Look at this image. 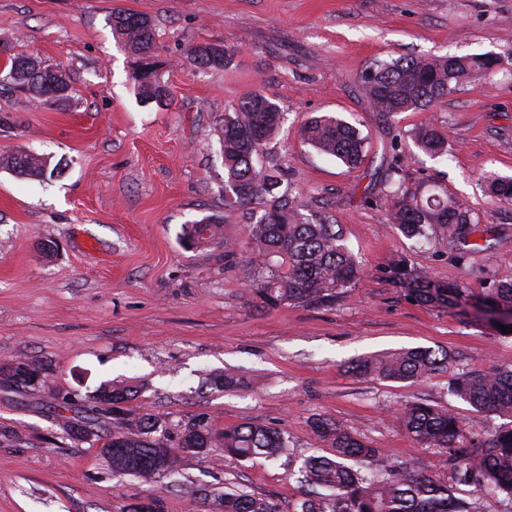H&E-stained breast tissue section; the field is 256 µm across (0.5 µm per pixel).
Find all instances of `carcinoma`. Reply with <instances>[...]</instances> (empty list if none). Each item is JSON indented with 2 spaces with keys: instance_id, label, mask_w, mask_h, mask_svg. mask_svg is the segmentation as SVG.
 <instances>
[{
  "instance_id": "cac0c4a2",
  "label": "carcinoma",
  "mask_w": 512,
  "mask_h": 512,
  "mask_svg": "<svg viewBox=\"0 0 512 512\" xmlns=\"http://www.w3.org/2000/svg\"><path fill=\"white\" fill-rule=\"evenodd\" d=\"M113 33L136 56L133 79L142 102L161 106L170 91L161 81L153 61L154 37L151 21L135 13L111 16ZM201 69L224 67V49L197 45L191 50ZM500 59L490 53L427 58L376 59L360 76L364 96L386 117L422 110L436 104L464 81L479 79L498 70ZM61 64H46L33 56L15 55L4 65L6 79L32 96L61 99L53 86ZM282 122L278 106L254 94L224 113L220 131V156L224 165V206L232 212L261 201L263 214L246 225L251 254L246 272L252 291L270 307L282 304L329 307L360 278L356 257L342 232L326 216L312 217L295 208L283 170L266 159L265 146ZM303 136L318 152L333 156L349 167L362 163L365 140L356 128L333 115H320L304 123ZM415 145L432 157L445 154L447 136L432 126L413 135ZM0 167L19 177L51 178L60 174L50 158L29 151L0 154ZM393 164L383 172L380 198L387 220L411 238L428 236L437 224L451 225L467 235L480 230L469 208L448 195L430 194L410 188L394 178ZM488 190L501 202H512V178L490 175ZM222 221L204 217L183 229V244L197 249L224 244V257L237 256L235 245L224 239ZM408 292L425 304L459 305L471 300L484 311L498 316V323L512 327V281H500L487 293L475 296L430 280L424 274L406 279ZM453 368L446 349L415 347L378 358L353 361L348 371L359 376L418 383ZM451 394L472 407L488 411L504 423L486 434H474L461 417L448 409L425 402L408 403L401 409L407 431L420 444L437 448L446 456L459 480L481 492L512 501V365L490 371H471L452 378ZM131 387L104 385L84 407L80 420L68 430L93 433L99 428V403L112 402L115 415H127L119 407L135 396ZM159 420L142 413L127 421L123 431L109 432L112 465L117 473L135 475L150 482L173 471L177 453L164 438H156ZM311 426L327 443L328 454L311 455L299 468L300 482L307 487L300 512H477L470 503L454 496L448 485L427 471H417L391 460L381 449L356 438L340 422L314 417ZM214 448L209 427L202 421L187 424L179 450L205 453ZM224 454L240 460L276 458L288 450V440L278 431L252 422L224 428ZM222 512H280L275 500L238 488L224 487Z\"/></svg>"
}]
</instances>
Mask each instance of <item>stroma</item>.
I'll list each match as a JSON object with an SVG mask.
<instances>
[{"mask_svg":"<svg viewBox=\"0 0 512 512\" xmlns=\"http://www.w3.org/2000/svg\"><path fill=\"white\" fill-rule=\"evenodd\" d=\"M117 11L151 20L167 106L141 103L134 56L112 34ZM196 45L223 47V68L197 69ZM487 52L501 59L499 73L425 111L382 118L358 88L378 58ZM21 53L62 64L72 88L60 100L35 98L0 80V153L36 151L63 167L47 180L0 169V365L42 370L26 387L0 381V512H136L154 499L162 512H218L228 486L295 512L302 460L328 452L309 425L317 415L452 483L400 407L443 406L476 432L497 418L452 397L449 374L410 384L357 376L346 364L444 347L458 372L512 365V337L476 308L417 304L394 274L401 264L473 292L512 280V204L483 182L512 177V0H0V65ZM255 94L284 114L267 150L296 206L338 224L362 269L333 306L271 308L250 290L245 226L262 206L225 212L217 128ZM322 114L366 138L359 167L304 142L302 125ZM424 123L447 132V157L415 146ZM394 145L398 179L465 203L479 232L462 240L439 226L417 239L386 222L365 193ZM205 216L223 219L239 264H225L220 244L184 247V225ZM224 376L238 388L220 385ZM105 383L134 387L126 410L156 414L169 447L202 420L217 433L241 422L276 429L288 451L249 462L218 448L184 453L151 483L113 473L98 441L74 443L59 416L66 400L85 404ZM452 485L479 512H512L510 502Z\"/></svg>","mask_w":512,"mask_h":512,"instance_id":"1","label":"stroma"}]
</instances>
